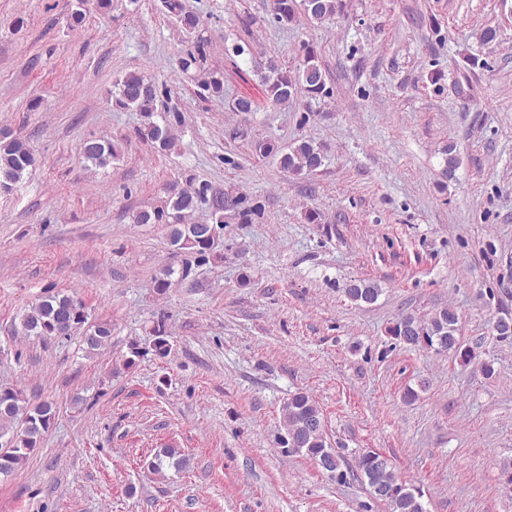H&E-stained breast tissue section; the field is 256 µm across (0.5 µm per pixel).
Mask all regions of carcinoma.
Listing matches in <instances>:
<instances>
[{"instance_id": "carcinoma-1", "label": "carcinoma", "mask_w": 512, "mask_h": 512, "mask_svg": "<svg viewBox=\"0 0 512 512\" xmlns=\"http://www.w3.org/2000/svg\"><path fill=\"white\" fill-rule=\"evenodd\" d=\"M341 0H272L273 18L282 25L293 24L305 18L311 24H322L336 15ZM165 13L177 19L186 30H194L199 18L185 11L182 0H161ZM205 54L198 46L177 56L172 61L173 69L182 74L204 67ZM262 92L273 105H288L302 94L318 95L325 89V73L319 63L314 46H301L299 62L295 70L282 69L275 60H270L265 70L257 72ZM205 98L224 96V74L206 71L198 82ZM112 106L118 109H133L144 117L139 130L142 139L160 151H172L176 147L177 135L173 123L165 117L155 120L157 89L154 83L139 72H128L115 80L111 92ZM254 150L263 157L277 161L288 176L313 175L325 165L326 156L321 147L312 141L299 139L287 146L267 140H259ZM81 158L96 167H104L119 159L116 145L108 139H90L79 144ZM35 156L22 138L8 130H0V187L13 189L20 183ZM209 187L196 184L188 178L183 187L173 186L159 204L138 211L134 215L136 224H162L166 228L168 244L184 256L181 270L164 266L154 277V288L164 294L173 284L172 277L180 273L186 278L192 263L208 260L213 246L205 244L202 236L209 229L224 228V200L208 197ZM211 202L215 223L194 224L190 217L197 207ZM382 293L380 285L370 279L354 280L344 288L345 296L356 305H371ZM88 312L84 302L74 294H51L43 296L22 314L18 331L22 335L47 340L63 332H73L87 327L83 342L88 352L95 354L111 345L112 326L108 323L87 325ZM459 314L450 305L441 307L426 316L406 314L388 328V335L399 343L413 349H421V338L428 339L425 348L437 353H450L460 361L468 363L474 358V350L464 344L459 336ZM150 348L154 355L166 358L172 344L164 325L157 324L150 331ZM56 406L51 401L31 402L19 388L0 384V475L9 476L17 471L38 448L44 434L54 423ZM281 424L284 434L281 447L287 453H304L323 468V461L335 456V466L328 470L330 477L344 481L354 478L367 485L371 497L378 501V492L389 493L391 512H427L422 493L406 484L395 471L389 459L377 464L380 453L364 450L356 458L353 467H343L344 457L328 442L323 413L315 400L306 392L289 395L281 409ZM177 468L186 463L179 449L163 448L147 463L154 473L162 472L164 463Z\"/></svg>"}]
</instances>
